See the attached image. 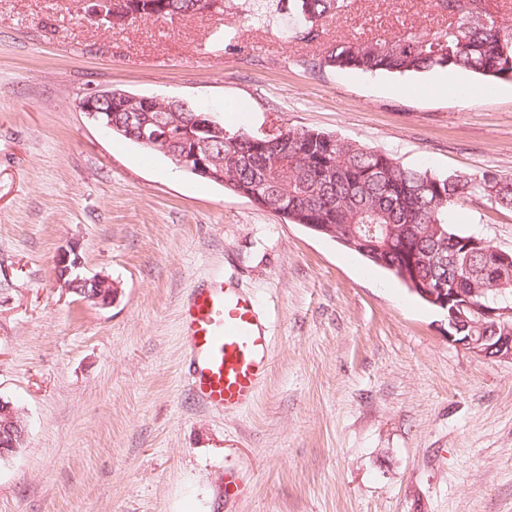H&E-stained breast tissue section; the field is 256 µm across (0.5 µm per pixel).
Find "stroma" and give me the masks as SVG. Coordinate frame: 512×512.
<instances>
[{
    "mask_svg": "<svg viewBox=\"0 0 512 512\" xmlns=\"http://www.w3.org/2000/svg\"><path fill=\"white\" fill-rule=\"evenodd\" d=\"M425 0H350L309 43L291 14L101 27L77 0H0V397L28 429L0 512H512V362L448 340L361 256L104 132L112 87L187 101L230 130H318L441 175L512 178V79L311 70L336 37L431 23ZM453 229L512 251L477 197ZM118 287L101 308L56 259ZM224 276L266 309L268 381L215 414L187 392L180 302ZM243 488L224 499V476Z\"/></svg>",
    "mask_w": 512,
    "mask_h": 512,
    "instance_id": "1",
    "label": "stroma"
}]
</instances>
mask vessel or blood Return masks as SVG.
Here are the masks:
<instances>
[{"instance_id": "vessel-or-blood-1", "label": "vessel or blood", "mask_w": 512, "mask_h": 512, "mask_svg": "<svg viewBox=\"0 0 512 512\" xmlns=\"http://www.w3.org/2000/svg\"><path fill=\"white\" fill-rule=\"evenodd\" d=\"M180 334L189 352L186 384L199 404L230 414L254 403L272 354L268 318L253 295L209 280L182 304Z\"/></svg>"}]
</instances>
